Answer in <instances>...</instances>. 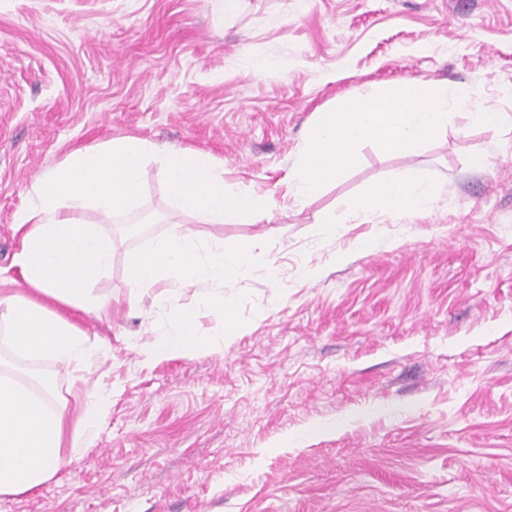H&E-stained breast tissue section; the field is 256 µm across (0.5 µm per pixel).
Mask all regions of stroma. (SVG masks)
Segmentation results:
<instances>
[{
  "label": "stroma",
  "mask_w": 512,
  "mask_h": 512,
  "mask_svg": "<svg viewBox=\"0 0 512 512\" xmlns=\"http://www.w3.org/2000/svg\"><path fill=\"white\" fill-rule=\"evenodd\" d=\"M422 78L455 92L446 132L407 157L372 145L304 206L286 182L318 113ZM512 0H0V275L17 213L71 151L134 137L210 153L228 190L254 191L257 224H195L225 247L260 240L261 268L225 284L243 326L219 353L143 363L167 310L131 292L130 253L175 214L159 158L114 236L105 304L68 310L92 363L55 365L0 339V367L48 377L77 415L104 398L86 447L0 512H512ZM482 168L471 166L475 153ZM431 179L420 215L373 214L327 233L365 189ZM372 239L370 248L358 247ZM318 274L306 278L305 265ZM276 267L268 279L267 267Z\"/></svg>",
  "instance_id": "35a3bbf8"
}]
</instances>
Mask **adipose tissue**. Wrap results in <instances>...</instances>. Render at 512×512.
Wrapping results in <instances>:
<instances>
[{"label": "adipose tissue", "instance_id": "ef3b65f1", "mask_svg": "<svg viewBox=\"0 0 512 512\" xmlns=\"http://www.w3.org/2000/svg\"><path fill=\"white\" fill-rule=\"evenodd\" d=\"M160 155L179 208L200 222L257 223L266 208L251 193L230 192L210 153L162 147L135 138L69 153L33 185L34 204L16 218L22 232L16 264L28 294L0 295V334L24 355L52 364L90 357L87 338L63 308L88 310L90 291L112 266L114 242L99 225L76 223L71 209L90 205L106 217L127 211L141 194L140 171ZM436 199L431 182L396 176L371 185L362 212H416ZM66 415L49 387L33 392L14 373L0 371V495L30 491L63 463Z\"/></svg>", "mask_w": 512, "mask_h": 512}]
</instances>
